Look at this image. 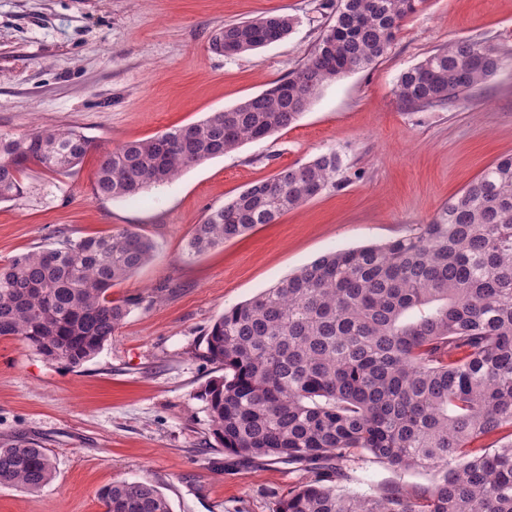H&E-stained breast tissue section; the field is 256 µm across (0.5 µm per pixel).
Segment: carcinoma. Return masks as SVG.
I'll list each match as a JSON object with an SVG mask.
<instances>
[{"label":"carcinoma","instance_id":"cac0c4a2","mask_svg":"<svg viewBox=\"0 0 512 512\" xmlns=\"http://www.w3.org/2000/svg\"><path fill=\"white\" fill-rule=\"evenodd\" d=\"M425 0H336L314 48L288 76L222 112L100 155L93 194L127 199L186 168L288 128L322 88L388 53ZM289 15L226 24L219 55L255 51L293 31ZM512 55L452 40L402 72L395 94L415 109L448 107L487 83ZM92 147L72 128L0 136V203L26 194L32 165L75 170ZM331 149L250 183L205 215L188 242L202 253L274 224L338 185ZM153 241L122 228L64 238L0 266V338L79 367L130 313L117 282L149 263ZM205 358L224 375L201 394L225 451L310 473L275 512H512V154L497 159L428 224L382 244L328 252L224 311ZM390 467L436 471L420 492L398 485L346 491L358 452ZM52 455L26 439L0 442V486L34 494L55 477ZM105 512H171L153 484L102 487Z\"/></svg>","mask_w":512,"mask_h":512}]
</instances>
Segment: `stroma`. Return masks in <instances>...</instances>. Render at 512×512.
<instances>
[{
  "label": "stroma",
  "mask_w": 512,
  "mask_h": 512,
  "mask_svg": "<svg viewBox=\"0 0 512 512\" xmlns=\"http://www.w3.org/2000/svg\"><path fill=\"white\" fill-rule=\"evenodd\" d=\"M330 0H0V134L72 127L95 148L72 174L37 166L27 193L0 204V263L58 239L130 228L153 260L113 286L130 303L118 332L73 368L18 339H0V442L47 448L54 480L30 494L0 487V512H104L99 489L147 481L172 512H275L305 484L301 466L235 462L213 439L201 391L220 375L204 334L224 310L321 255L383 242L429 223L448 198L512 154V62L447 108L414 110L400 74L449 41L512 51V0H425L378 63L326 86L288 129L195 165L129 200L98 199V146L117 147L204 119L286 77L312 49ZM266 14L292 33L233 56L209 51L213 31ZM336 150L340 186L211 251L191 255L196 224L253 181ZM359 493L432 471L356 456Z\"/></svg>",
  "instance_id": "stroma-1"
}]
</instances>
